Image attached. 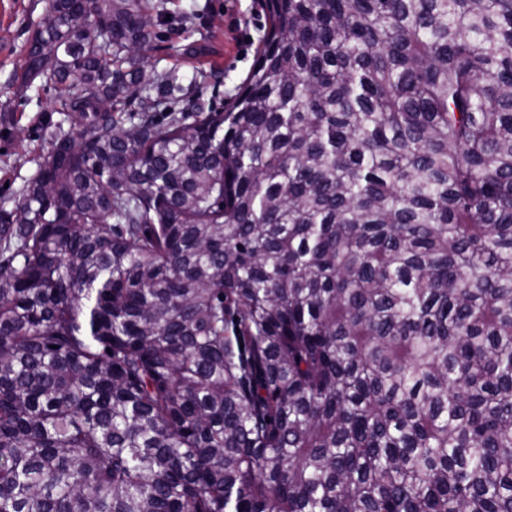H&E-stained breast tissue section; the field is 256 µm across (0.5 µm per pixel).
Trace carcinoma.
Returning a JSON list of instances; mask_svg holds the SVG:
<instances>
[{
  "instance_id": "1",
  "label": "carcinoma",
  "mask_w": 512,
  "mask_h": 512,
  "mask_svg": "<svg viewBox=\"0 0 512 512\" xmlns=\"http://www.w3.org/2000/svg\"><path fill=\"white\" fill-rule=\"evenodd\" d=\"M264 7L232 104L164 114L158 5L48 0L0 512H512V0Z\"/></svg>"
}]
</instances>
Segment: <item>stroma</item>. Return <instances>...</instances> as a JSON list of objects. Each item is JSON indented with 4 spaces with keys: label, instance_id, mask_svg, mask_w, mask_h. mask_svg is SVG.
I'll return each mask as SVG.
<instances>
[{
    "label": "stroma",
    "instance_id": "1",
    "mask_svg": "<svg viewBox=\"0 0 512 512\" xmlns=\"http://www.w3.org/2000/svg\"><path fill=\"white\" fill-rule=\"evenodd\" d=\"M163 6L160 37L143 54L178 75L174 108L228 107L269 25L263 0H163ZM46 16V0H0V206L7 208L50 149L61 119L58 89L20 79L29 39Z\"/></svg>",
    "mask_w": 512,
    "mask_h": 512
}]
</instances>
